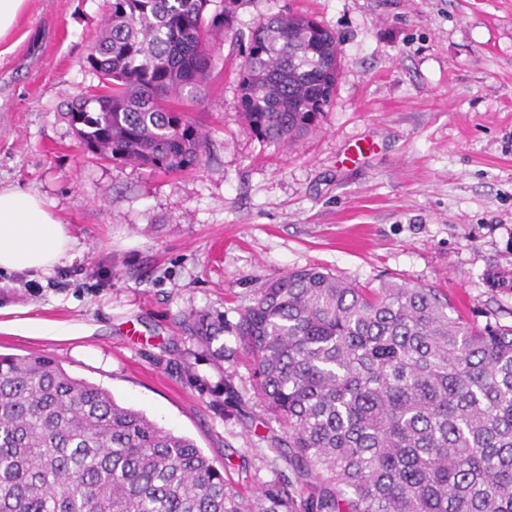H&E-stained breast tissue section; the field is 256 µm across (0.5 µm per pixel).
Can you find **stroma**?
Wrapping results in <instances>:
<instances>
[{"label": "stroma", "mask_w": 512, "mask_h": 512, "mask_svg": "<svg viewBox=\"0 0 512 512\" xmlns=\"http://www.w3.org/2000/svg\"><path fill=\"white\" fill-rule=\"evenodd\" d=\"M285 8L341 39L319 127L258 142L239 108L244 45L224 42L191 110L209 159L183 174L86 152L62 116L98 82L86 57L104 0H28L0 39V189L38 195L76 251L48 276L0 273V355L103 386L194 440L246 497L291 473L230 330L266 282L318 266L512 326V0H247L236 27ZM196 311L229 327L223 366L183 330Z\"/></svg>", "instance_id": "stroma-1"}]
</instances>
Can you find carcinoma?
<instances>
[{
  "mask_svg": "<svg viewBox=\"0 0 512 512\" xmlns=\"http://www.w3.org/2000/svg\"><path fill=\"white\" fill-rule=\"evenodd\" d=\"M108 0L87 58L98 83L64 116L114 162L202 168L190 115L238 41L247 0ZM290 10L249 31L240 108L261 143L292 145L329 107L340 42ZM431 288H359L320 267L258 289L233 331L293 477L253 500L186 437L40 355L0 357V512H512V327L448 314ZM186 330L224 363V317Z\"/></svg>",
  "mask_w": 512,
  "mask_h": 512,
  "instance_id": "obj_1",
  "label": "carcinoma"
}]
</instances>
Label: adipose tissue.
<instances>
[{
  "instance_id": "adipose-tissue-1",
  "label": "adipose tissue",
  "mask_w": 512,
  "mask_h": 512,
  "mask_svg": "<svg viewBox=\"0 0 512 512\" xmlns=\"http://www.w3.org/2000/svg\"><path fill=\"white\" fill-rule=\"evenodd\" d=\"M73 239L44 203L19 190H0V272L52 274L71 259Z\"/></svg>"
}]
</instances>
